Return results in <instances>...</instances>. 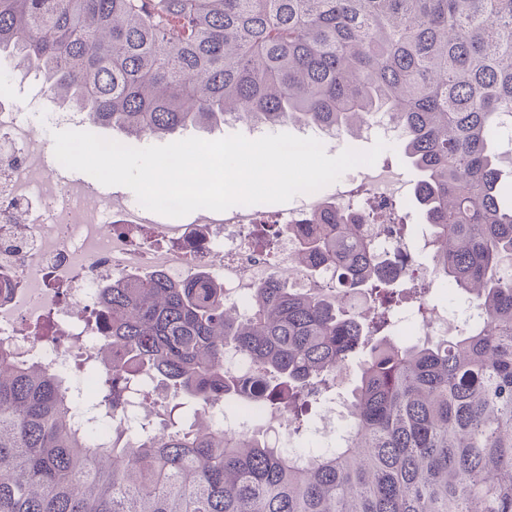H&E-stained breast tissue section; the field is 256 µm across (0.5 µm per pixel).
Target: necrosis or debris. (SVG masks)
Returning <instances> with one entry per match:
<instances>
[{
	"label": "necrosis or debris",
	"instance_id": "1",
	"mask_svg": "<svg viewBox=\"0 0 512 512\" xmlns=\"http://www.w3.org/2000/svg\"><path fill=\"white\" fill-rule=\"evenodd\" d=\"M12 78L16 95L0 100V282L13 285L0 297V337L13 343L19 359L64 375L96 357L101 342L88 315L102 284L145 266L178 282L191 280L202 270L211 272L224 284L225 303L240 307L258 283L273 275L295 288L313 287V280L294 265L299 247L294 228L325 200L345 202L343 181L333 182L332 195L320 190L306 194L299 204L274 216L280 229L274 262L250 245L261 218L247 206L212 213L200 223L160 225V239L175 241V248L139 243L132 233L147 227L145 208L113 205L110 192L48 162L46 142L33 134V118L43 116L55 127L76 129L85 125V114L62 109L35 71L16 68ZM50 305L56 308L60 330L54 342L33 333L34 316ZM482 319L473 304L457 314L438 306L417 322L416 333L429 339L455 336ZM205 411L228 433L269 431L278 447L295 446L287 413L274 406H249L247 417L232 421L222 416L223 400L210 402ZM351 429L343 392L320 403L314 433L322 450L340 447Z\"/></svg>",
	"mask_w": 512,
	"mask_h": 512
}]
</instances>
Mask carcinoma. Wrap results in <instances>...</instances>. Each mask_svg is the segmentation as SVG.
Masks as SVG:
<instances>
[{"label": "carcinoma", "instance_id": "obj_1", "mask_svg": "<svg viewBox=\"0 0 512 512\" xmlns=\"http://www.w3.org/2000/svg\"><path fill=\"white\" fill-rule=\"evenodd\" d=\"M0 57L127 146L230 119L352 136L386 113L417 173L434 281L485 318L447 339L395 337L396 308L433 307L430 283L392 286L399 260L366 233L367 198L294 229L300 264L331 269V288L268 280L239 312L207 272L124 277L100 289L112 365L99 404L125 412L155 383L175 399L164 432L141 421L97 444L73 422L69 379L1 340L0 512H512V0H0ZM386 212L404 241L405 217ZM252 241L268 257L279 231ZM359 301L374 307L365 321ZM228 358L246 369L224 373ZM354 363L350 439L306 466L202 424L222 397L282 404L301 431Z\"/></svg>", "mask_w": 512, "mask_h": 512}]
</instances>
